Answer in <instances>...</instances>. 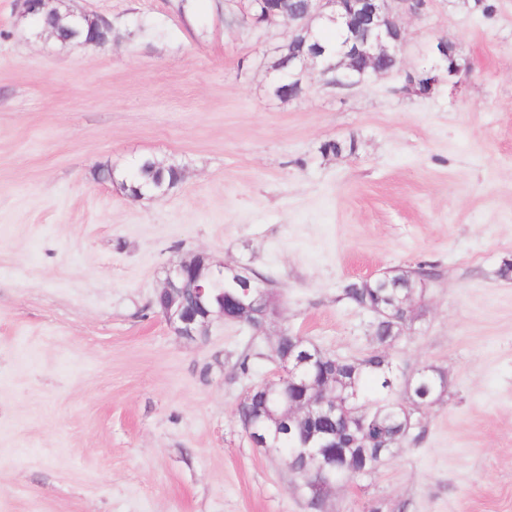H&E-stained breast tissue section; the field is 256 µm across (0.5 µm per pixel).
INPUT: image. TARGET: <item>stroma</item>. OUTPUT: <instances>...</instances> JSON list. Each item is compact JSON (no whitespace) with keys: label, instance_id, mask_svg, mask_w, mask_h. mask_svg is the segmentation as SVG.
<instances>
[{"label":"stroma","instance_id":"obj_1","mask_svg":"<svg viewBox=\"0 0 512 512\" xmlns=\"http://www.w3.org/2000/svg\"><path fill=\"white\" fill-rule=\"evenodd\" d=\"M484 3L433 0L400 19L399 71L314 76L283 101L288 25L252 27L237 0H64L113 30L66 48L0 0V512H307L238 421L276 370L265 336L218 320L189 340L152 305L198 253L272 275L280 325L348 359L374 340L344 286L430 271L385 351L447 390L329 508L512 512V0ZM443 36L461 91L402 92ZM329 140L355 150L322 154ZM143 157L181 182L133 201L97 176Z\"/></svg>","mask_w":512,"mask_h":512}]
</instances>
